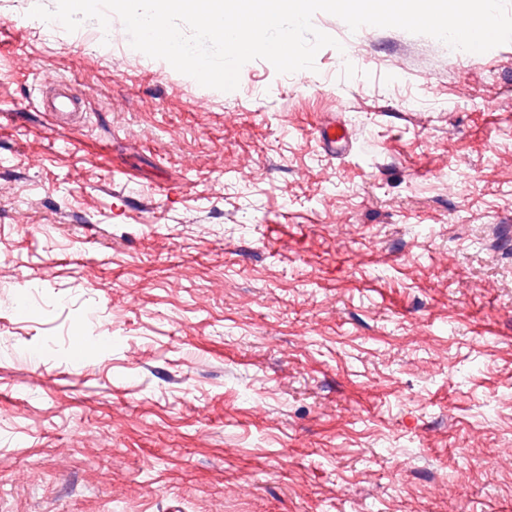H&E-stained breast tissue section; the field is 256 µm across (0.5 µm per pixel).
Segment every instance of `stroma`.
Masks as SVG:
<instances>
[{"label": "stroma", "mask_w": 512, "mask_h": 512, "mask_svg": "<svg viewBox=\"0 0 512 512\" xmlns=\"http://www.w3.org/2000/svg\"><path fill=\"white\" fill-rule=\"evenodd\" d=\"M38 3L0 0V512H512V43L319 12L315 70L222 92ZM57 94L42 102L43 112H49L59 116L61 112H75L78 108L77 99L70 93L67 83L61 82ZM317 138L324 151L332 157H336V155L342 153L347 148V136L346 134L336 133L335 119L321 126Z\"/></svg>", "instance_id": "1"}]
</instances>
